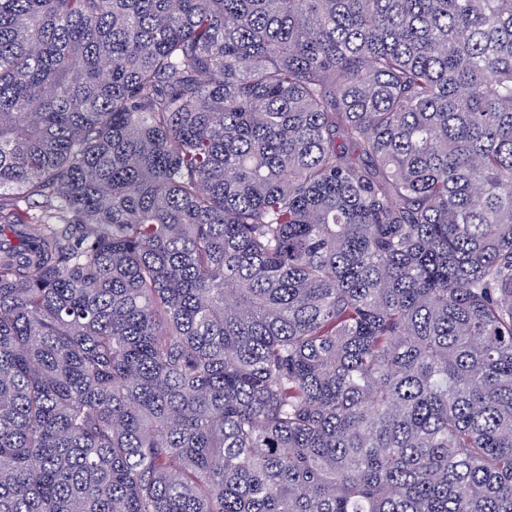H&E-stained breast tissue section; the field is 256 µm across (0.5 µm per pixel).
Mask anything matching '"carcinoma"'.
Instances as JSON below:
<instances>
[{
    "instance_id": "1",
    "label": "carcinoma",
    "mask_w": 512,
    "mask_h": 512,
    "mask_svg": "<svg viewBox=\"0 0 512 512\" xmlns=\"http://www.w3.org/2000/svg\"><path fill=\"white\" fill-rule=\"evenodd\" d=\"M0 512H512V0H0Z\"/></svg>"
}]
</instances>
